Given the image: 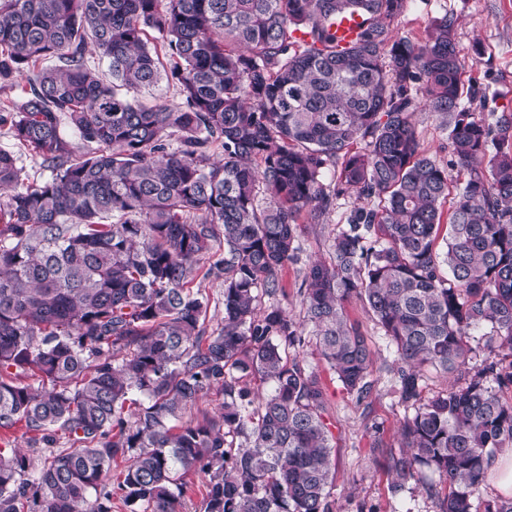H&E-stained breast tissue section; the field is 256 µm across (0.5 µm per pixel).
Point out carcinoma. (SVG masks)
I'll return each mask as SVG.
<instances>
[{"label":"carcinoma","instance_id":"obj_1","mask_svg":"<svg viewBox=\"0 0 512 512\" xmlns=\"http://www.w3.org/2000/svg\"><path fill=\"white\" fill-rule=\"evenodd\" d=\"M406 3L0 0V83L29 86L0 126L49 172L31 181L0 150V428L24 424L48 453L31 473L0 448V512H112L114 491L131 512H180L192 468L203 512H333L324 389L290 350L313 337L366 397L374 350L351 298L393 345L413 409L388 471L399 486L429 471L440 512H476L512 447L498 395L512 388V113L465 111L454 18L400 36ZM345 14L362 23L342 45ZM90 45L110 79L87 68ZM162 81L179 105L138 100ZM420 107L466 171L453 195ZM345 197L362 205L305 266L297 322L279 302L299 219ZM212 257L224 322L210 330L191 283ZM477 331L503 354L468 371ZM428 369L465 386L424 400ZM211 390L221 411L186 417ZM417 129L421 136L422 147L430 155L436 157L441 163L450 159L448 144L438 127L435 116L428 111L418 110L414 116Z\"/></svg>","mask_w":512,"mask_h":512}]
</instances>
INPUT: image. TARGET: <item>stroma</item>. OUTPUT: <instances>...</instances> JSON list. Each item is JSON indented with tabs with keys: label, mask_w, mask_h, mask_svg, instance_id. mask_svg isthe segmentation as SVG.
<instances>
[{
	"label": "stroma",
	"mask_w": 512,
	"mask_h": 512,
	"mask_svg": "<svg viewBox=\"0 0 512 512\" xmlns=\"http://www.w3.org/2000/svg\"><path fill=\"white\" fill-rule=\"evenodd\" d=\"M456 21V39L464 64L465 86L476 92L464 97V106L477 115L512 112V0H408L395 26L400 34L424 37L431 22L442 14ZM485 55L476 58L475 44ZM414 120L425 151L448 165V179L464 178L459 166L450 164L448 144L438 122L428 111H417ZM344 208L315 223L299 220L303 258L325 260L332 238L344 222ZM350 322L371 338L375 350L373 376L376 385L366 399L347 392L336 374L321 359L315 344L297 355L307 369L316 372L325 388V419L333 434L334 479L330 499L334 512H439V498L412 482L395 487L384 466L387 453H400V429L407 414L397 393V361L363 303L345 304Z\"/></svg>",
	"instance_id": "obj_1"
}]
</instances>
